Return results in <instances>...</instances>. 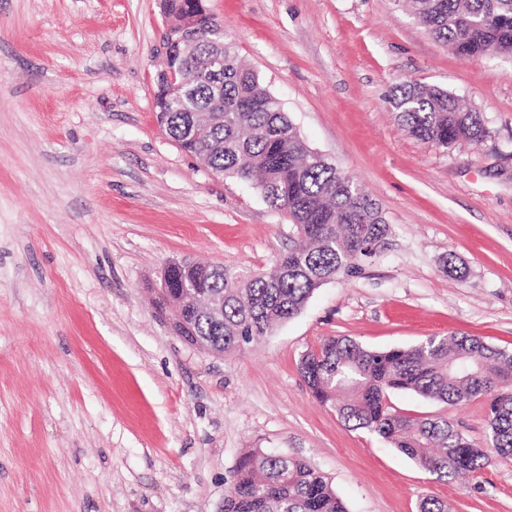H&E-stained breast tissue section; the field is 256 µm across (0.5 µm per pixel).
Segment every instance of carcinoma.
Returning <instances> with one entry per match:
<instances>
[{
    "instance_id": "carcinoma-1",
    "label": "carcinoma",
    "mask_w": 512,
    "mask_h": 512,
    "mask_svg": "<svg viewBox=\"0 0 512 512\" xmlns=\"http://www.w3.org/2000/svg\"><path fill=\"white\" fill-rule=\"evenodd\" d=\"M165 15L192 24L204 52L217 17L202 0H163ZM437 41L462 59L512 58V0H411ZM155 112L166 135L209 169L254 183L273 209L289 213L297 239L267 273L196 263L175 268L158 304L175 317L185 341L228 352L266 336L298 315L313 292L355 274L380 252L388 224L378 204L351 178L311 150L259 75L224 42V91L197 85L183 105L172 104L165 80H155ZM391 106L410 135L431 145L481 144L490 130L480 113L449 91L414 81L392 90ZM220 111H215V108ZM204 276L196 307L182 304L175 281ZM224 297L214 318L205 295ZM299 374L316 400L354 430L375 433L430 475L474 472L490 454L512 458V350L478 336H434L416 345L373 350L345 336H328L302 355ZM459 406L487 402L485 447L448 420L413 417L387 405L391 392ZM224 512H347L331 484L299 457L252 448L240 458Z\"/></svg>"
}]
</instances>
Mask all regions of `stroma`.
<instances>
[{
  "label": "stroma",
  "mask_w": 512,
  "mask_h": 512,
  "mask_svg": "<svg viewBox=\"0 0 512 512\" xmlns=\"http://www.w3.org/2000/svg\"><path fill=\"white\" fill-rule=\"evenodd\" d=\"M208 4L306 144L379 204L388 248L260 342H185L156 308L163 267L270 271L288 217L159 128L161 0H0V512H223L250 448L301 457L347 512H512V459L436 479L298 372L328 336L512 348V59L458 58L397 0ZM404 80L453 93L490 137L417 141L389 103ZM388 402L485 441L483 400Z\"/></svg>",
  "instance_id": "1"
}]
</instances>
